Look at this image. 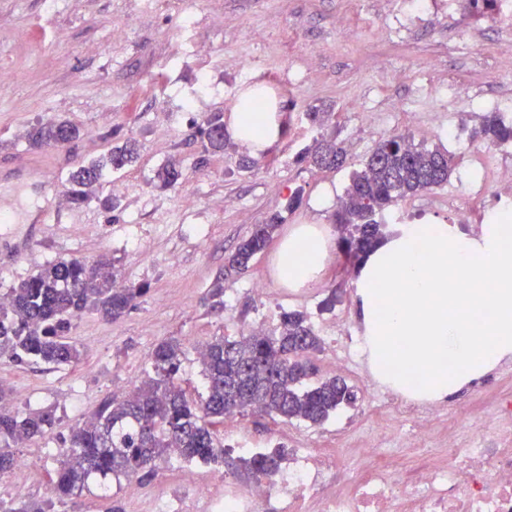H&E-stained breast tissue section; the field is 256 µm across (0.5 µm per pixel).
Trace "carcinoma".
I'll list each match as a JSON object with an SVG mask.
<instances>
[{"instance_id": "1", "label": "carcinoma", "mask_w": 512, "mask_h": 512, "mask_svg": "<svg viewBox=\"0 0 512 512\" xmlns=\"http://www.w3.org/2000/svg\"><path fill=\"white\" fill-rule=\"evenodd\" d=\"M203 157L224 153L228 146L224 119L214 113L196 125ZM79 130L68 121L41 123L29 132L32 148L70 143ZM472 136L496 144L512 143V122L498 112L480 116ZM137 159L128 143L106 155L85 162L68 175L67 195L76 204L88 198L89 189L123 171ZM301 162L341 168L346 151L338 143L314 140L299 156ZM454 156L438 148L414 142L410 135L396 134L378 141L352 173L335 212L339 244L345 258L358 262L384 238L383 225L374 215L420 192L448 183ZM283 217L271 215L257 224L227 257L225 268L243 273L253 258L273 241ZM112 262L92 263L61 259L9 289V303L0 306V357L17 363L70 365L81 352L71 341L72 320L85 311H96L116 321L136 306L147 293L142 285L116 286ZM209 308L224 305L223 279L206 294ZM320 339L303 311H286L276 335L260 332L230 340L215 336L197 352L204 391L196 401L187 396L178 379L185 356L176 339L157 343L149 354V369L141 384L123 395L108 396L81 424L72 429L58 451L51 492L44 501L14 504L0 500V512H54L96 481L112 480L143 472L152 473L156 461L177 451L185 462H224L225 449L214 432L217 424L234 412L251 409L283 420L320 425L343 406L357 400L347 382L331 378L316 384L310 354ZM55 424L50 412L20 415L0 405V475L12 471L17 457L11 448L23 440L44 436ZM288 454L282 446L242 459L245 470L272 477Z\"/></svg>"}]
</instances>
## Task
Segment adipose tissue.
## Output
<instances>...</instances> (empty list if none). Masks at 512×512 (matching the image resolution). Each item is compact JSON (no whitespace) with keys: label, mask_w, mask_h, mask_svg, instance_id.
<instances>
[{"label":"adipose tissue","mask_w":512,"mask_h":512,"mask_svg":"<svg viewBox=\"0 0 512 512\" xmlns=\"http://www.w3.org/2000/svg\"><path fill=\"white\" fill-rule=\"evenodd\" d=\"M261 136L230 112L228 132L251 154L284 136L279 112L262 116ZM332 230L300 224L273 256L275 279L296 287L324 270ZM356 313L371 370L393 390L441 401L512 358V224L473 232L457 224H403L358 268Z\"/></svg>","instance_id":"ef3b65f1"}]
</instances>
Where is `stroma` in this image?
<instances>
[{
  "label": "stroma",
  "mask_w": 512,
  "mask_h": 512,
  "mask_svg": "<svg viewBox=\"0 0 512 512\" xmlns=\"http://www.w3.org/2000/svg\"><path fill=\"white\" fill-rule=\"evenodd\" d=\"M124 32L115 36L113 23ZM386 30L387 40L376 38ZM468 33L471 45L460 35ZM512 44V24L466 15L461 0H432L427 11L410 15L403 0H0V294L59 259H111L120 280L148 287L135 309L117 321L95 311L74 318L71 338L82 353L75 366L53 368L0 358V388L15 411L52 410L55 425L17 453L33 460L36 481L24 501L43 499L42 481L56 465L54 454L114 387L131 390L143 380L155 344L174 337L184 343L181 380L190 396L202 393L196 349L215 336L239 338L243 328L279 329L287 310L306 312L318 337L344 322L363 338L356 317V270L338 248L322 276L309 287L279 285L272 272L273 249L255 256L243 274L226 272L225 259L254 225L284 212L289 195L302 202L278 229L331 221L323 197L338 201L352 171L380 138L409 134L427 147L455 157L446 185L406 198L380 221L386 230L424 217L454 223L448 194L488 163L471 136L488 99H498L502 115L512 114V81L496 75L501 50ZM263 89L279 103L285 134L280 143L254 158L251 170L239 164L247 153L233 147L199 164L195 125L242 91ZM455 91L454 102L444 99ZM332 113L323 126L309 122V108ZM66 119L79 139L30 148L27 134L37 124ZM339 134L348 152L341 169L298 162L312 139ZM134 139L139 156L112 179L95 186L83 205L64 202L66 178L84 160ZM27 159L51 169L54 180L15 179L8 171ZM179 165L171 188L156 172ZM121 192H113V184ZM195 204L185 208L183 198ZM118 198L111 210L105 202ZM63 208L66 220L30 223L41 206ZM224 280V306L213 310L203 298L216 278ZM266 294H257L255 283ZM335 308L322 309L330 290ZM357 401L325 423L311 426L244 412L225 418L217 437L228 450L226 464L208 473L240 485L251 483L235 443L246 436L252 447L345 449L343 463L352 478L367 466L355 455L363 436L383 419L375 402L394 391L367 378L351 379ZM490 403L500 411L512 403V361L474 380L440 402L435 425L439 446L448 433L480 432L477 410ZM175 462H157L151 479L120 478L110 496L97 487L83 491L71 512H137L142 501L178 496Z\"/></svg>",
  "instance_id": "1"
}]
</instances>
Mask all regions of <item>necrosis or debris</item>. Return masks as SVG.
<instances>
[{"label": "necrosis or debris", "mask_w": 512, "mask_h": 512, "mask_svg": "<svg viewBox=\"0 0 512 512\" xmlns=\"http://www.w3.org/2000/svg\"><path fill=\"white\" fill-rule=\"evenodd\" d=\"M370 467L352 485L334 487L341 463L315 448H296L287 475L274 483L247 487L225 484L212 492L199 470L182 466V495L165 500L158 512H186L200 501L202 512H260L270 487L280 492L281 512H512V422L491 424L479 438L452 445L448 462L409 473L391 459L392 451L367 441Z\"/></svg>", "instance_id": "4bbe7bcc"}]
</instances>
